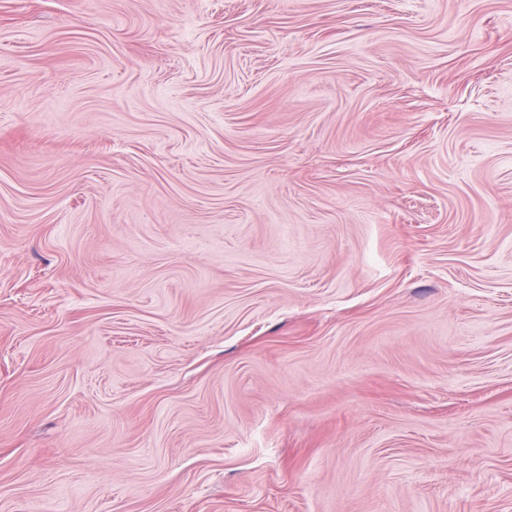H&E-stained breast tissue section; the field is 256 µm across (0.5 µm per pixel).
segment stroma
Masks as SVG:
<instances>
[{
    "instance_id": "35a3bbf8",
    "label": "stroma",
    "mask_w": 512,
    "mask_h": 512,
    "mask_svg": "<svg viewBox=\"0 0 512 512\" xmlns=\"http://www.w3.org/2000/svg\"><path fill=\"white\" fill-rule=\"evenodd\" d=\"M0 512H512V0H0Z\"/></svg>"
}]
</instances>
